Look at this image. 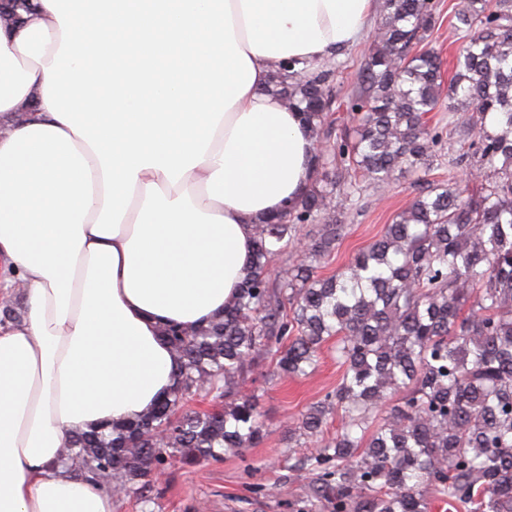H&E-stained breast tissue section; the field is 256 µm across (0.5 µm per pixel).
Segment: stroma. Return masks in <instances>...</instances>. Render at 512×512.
I'll return each mask as SVG.
<instances>
[{
    "label": "stroma",
    "mask_w": 512,
    "mask_h": 512,
    "mask_svg": "<svg viewBox=\"0 0 512 512\" xmlns=\"http://www.w3.org/2000/svg\"><path fill=\"white\" fill-rule=\"evenodd\" d=\"M440 15L425 45L450 58L464 45L453 27L460 0H435ZM430 127L441 135L429 176L438 180L454 173L457 180L470 174L468 163L459 162L462 132H449L448 110L430 115ZM418 194L412 180L402 179L380 188L364 185L355 210L347 213L346 231L329 257L321 262L322 275L341 272L351 256L372 243L393 217L407 208ZM271 361H264L242 385L245 394L259 397L266 425L261 444L218 461L170 463L154 481L152 500L141 503L122 498L117 512H334L327 500L312 498L307 482L293 478L288 457V432L301 414L335 388L341 374L331 345H324L317 370L296 380L277 378Z\"/></svg>",
    "instance_id": "35a3bbf8"
}]
</instances>
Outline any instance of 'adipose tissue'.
Returning a JSON list of instances; mask_svg holds the SVG:
<instances>
[{
	"instance_id": "adipose-tissue-1",
	"label": "adipose tissue",
	"mask_w": 512,
	"mask_h": 512,
	"mask_svg": "<svg viewBox=\"0 0 512 512\" xmlns=\"http://www.w3.org/2000/svg\"><path fill=\"white\" fill-rule=\"evenodd\" d=\"M377 0H31L0 18V512H113L56 460L69 431L169 394L166 326L223 314L254 226L315 142L267 91L357 43Z\"/></svg>"
}]
</instances>
